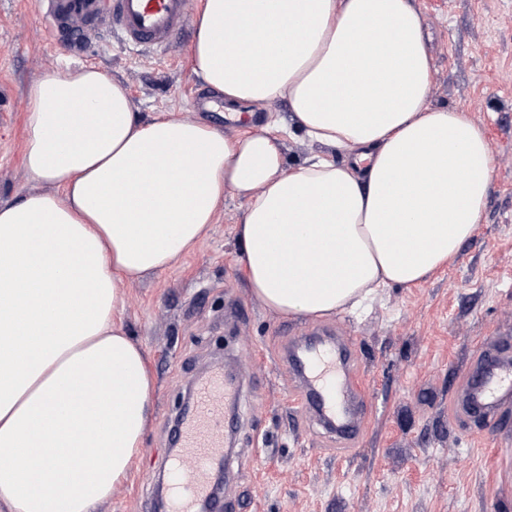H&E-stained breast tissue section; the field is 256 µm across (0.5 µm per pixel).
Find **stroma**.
Segmentation results:
<instances>
[{"label":"stroma","instance_id":"obj_1","mask_svg":"<svg viewBox=\"0 0 512 512\" xmlns=\"http://www.w3.org/2000/svg\"><path fill=\"white\" fill-rule=\"evenodd\" d=\"M413 2L433 64L430 107L464 108L487 132L494 168L482 224L426 282L384 288L360 309L318 321L275 314L250 295L235 232L245 201L225 193L191 253L122 289L123 322L155 378L153 414L126 480L96 512H144L157 498L181 395L225 363L245 380L224 465V491L243 512H512V404L496 436L472 438L469 423L448 419L454 381L476 347L512 337V0ZM193 41L188 32L167 53L138 57L108 36L87 46L83 62L122 82L145 121L166 114L232 136L286 114L281 100L228 112L191 69ZM70 59L35 0H0V202L36 189L22 165L25 92ZM318 322L355 336L368 385L363 436L343 456L299 411L283 357L288 336Z\"/></svg>","mask_w":512,"mask_h":512}]
</instances>
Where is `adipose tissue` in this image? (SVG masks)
<instances>
[{
    "instance_id": "ef3b65f1",
    "label": "adipose tissue",
    "mask_w": 512,
    "mask_h": 512,
    "mask_svg": "<svg viewBox=\"0 0 512 512\" xmlns=\"http://www.w3.org/2000/svg\"><path fill=\"white\" fill-rule=\"evenodd\" d=\"M192 70L231 106L289 114L238 135L132 112L93 66L26 91L23 166L0 203V512H94L128 476L154 380L120 287L171 267L242 197L240 261L281 315L329 317L426 281L481 224L493 157L461 108L428 105L410 0H201ZM301 131L345 155L285 168Z\"/></svg>"
}]
</instances>
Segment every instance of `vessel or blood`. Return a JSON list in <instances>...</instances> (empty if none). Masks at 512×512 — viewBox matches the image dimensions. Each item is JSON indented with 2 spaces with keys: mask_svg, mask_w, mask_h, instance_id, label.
<instances>
[{
  "mask_svg": "<svg viewBox=\"0 0 512 512\" xmlns=\"http://www.w3.org/2000/svg\"><path fill=\"white\" fill-rule=\"evenodd\" d=\"M43 18L64 38L72 55H82L86 44L102 29L121 34L127 51L140 55L162 53L186 31L189 0H39ZM355 341L338 336L332 347L309 352L306 388L299 404L304 414L336 429V445L347 450L359 442L364 413L357 403L362 388L352 371ZM483 374L481 382L464 375L449 406L450 417L460 421L469 410L482 415L478 435L485 436L497 421L500 408L512 402V342L494 339L481 343L471 362ZM240 393L238 379L215 371L198 381L196 399L183 413L179 449L171 466L168 512H198L210 503L213 512H236L230 500L212 497L211 478L224 464V433L229 425L225 407Z\"/></svg>",
  "mask_w": 512,
  "mask_h": 512,
  "instance_id": "b4317fda",
  "label": "vessel or blood"
}]
</instances>
